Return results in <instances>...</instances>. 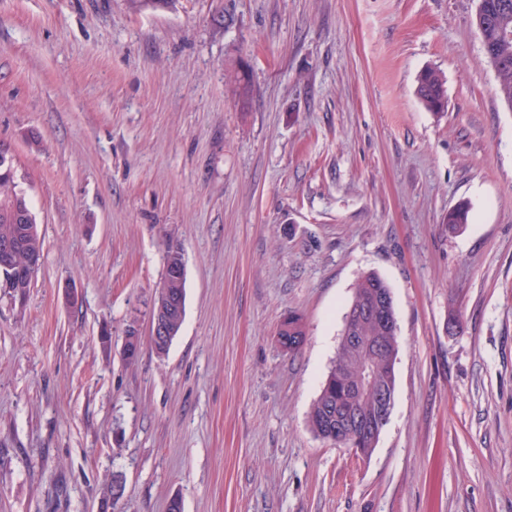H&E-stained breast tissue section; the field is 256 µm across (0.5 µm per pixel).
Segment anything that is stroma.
I'll list each match as a JSON object with an SVG mask.
<instances>
[{
  "mask_svg": "<svg viewBox=\"0 0 512 512\" xmlns=\"http://www.w3.org/2000/svg\"><path fill=\"white\" fill-rule=\"evenodd\" d=\"M476 6L0 0V148L44 240L25 302L0 291V512H101L117 474L123 512H512V110ZM370 271L399 352L362 458L307 417ZM444 80L440 73L428 70L418 79L416 94L427 110L441 112L445 107ZM171 263L177 265H184L183 256L178 247L169 246L166 255V263L164 266L163 278L167 279L172 274ZM170 285L169 290L178 297V303L175 311L171 316V322L176 327V335L171 336L172 331L170 327V312L169 307L171 303V294L167 290L166 280H161L158 289L155 293V297L160 298V301L156 307L155 313H150L151 320V332L150 336L152 339L159 342H164L170 339L167 343L159 344L150 338V344L153 350L157 354H165L174 338L178 335L185 315V283L186 273L180 276H173L167 279ZM305 341V330L301 317L296 314H288L281 321L278 342L280 347L288 353L298 351Z\"/></svg>",
  "mask_w": 512,
  "mask_h": 512,
  "instance_id": "1",
  "label": "stroma"
}]
</instances>
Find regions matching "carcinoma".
<instances>
[{
    "mask_svg": "<svg viewBox=\"0 0 512 512\" xmlns=\"http://www.w3.org/2000/svg\"><path fill=\"white\" fill-rule=\"evenodd\" d=\"M480 38L484 40L488 51L505 61L496 74V89L501 100L512 104V38L505 41L499 37L495 27L482 30ZM416 94L427 110L441 112L445 107L444 80L440 73L428 70L418 79ZM12 239L17 244L15 265L25 268L33 256H42L43 240L38 230L35 215L32 212L26 194L17 189L14 176L0 173V241ZM183 264L179 248L170 246L167 250L163 278L167 279L170 291L178 297V303L171 316L176 329H181L185 315L186 275H172V265ZM390 288L386 281L376 272H368L358 281L350 305L357 306L369 297L388 294ZM344 327L350 328L357 336H380L382 328L371 321L351 324L344 321ZM305 341V330L301 317L288 314L281 321L278 342L280 347L289 352L298 351ZM376 374L380 384L396 389L395 365L388 363L385 357L376 363ZM341 370L343 380L349 382L359 374V366L352 360L336 357L320 393L315 400L308 417V425L319 438L338 447L346 448L348 443L336 435V409H344L352 402L336 380V370Z\"/></svg>",
    "mask_w": 512,
    "mask_h": 512,
    "instance_id": "cac0c4a2",
    "label": "carcinoma"
}]
</instances>
